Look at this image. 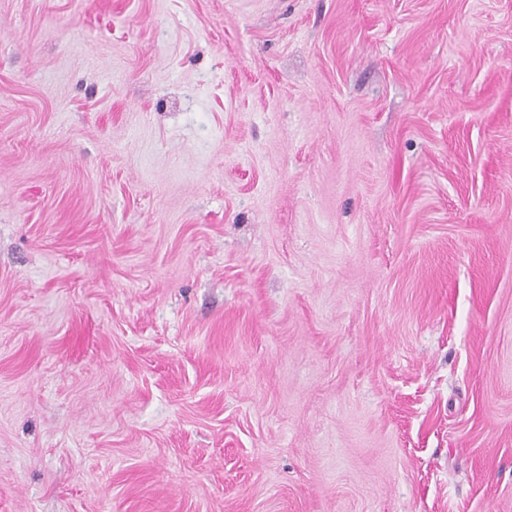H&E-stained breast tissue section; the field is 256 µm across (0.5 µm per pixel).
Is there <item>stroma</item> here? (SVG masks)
Wrapping results in <instances>:
<instances>
[{"instance_id":"35a3bbf8","label":"stroma","mask_w":512,"mask_h":512,"mask_svg":"<svg viewBox=\"0 0 512 512\" xmlns=\"http://www.w3.org/2000/svg\"><path fill=\"white\" fill-rule=\"evenodd\" d=\"M0 512H512V0H0Z\"/></svg>"}]
</instances>
